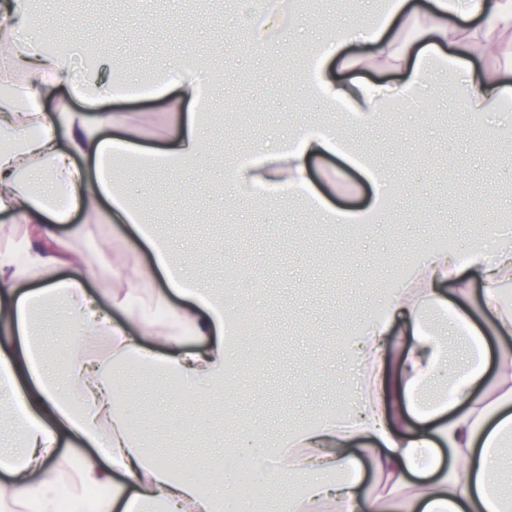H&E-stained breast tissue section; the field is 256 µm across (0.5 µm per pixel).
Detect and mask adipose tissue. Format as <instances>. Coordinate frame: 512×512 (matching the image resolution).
<instances>
[{"label":"adipose tissue","mask_w":512,"mask_h":512,"mask_svg":"<svg viewBox=\"0 0 512 512\" xmlns=\"http://www.w3.org/2000/svg\"><path fill=\"white\" fill-rule=\"evenodd\" d=\"M407 8L408 0H394L373 26L354 18L344 36L316 43L308 88L329 111H340L344 125L320 120L292 126L258 148L270 164L290 168L286 195L350 235L378 223L389 176L387 167L364 165L373 197L358 212L338 209L311 189L313 163L337 151L348 124L373 123L391 97L418 102L437 66L466 70L457 101L472 126H482L484 113L503 92L496 78L466 66L503 34H512V0H429L416 22ZM33 11L31 0H11L0 10V80L10 85L9 97H0V214L32 225L44 244L27 267L0 263V398L13 400L10 419L17 432L15 442L0 450V512L19 503L57 512L63 486L70 512H86L91 489L102 492L95 512H116L121 505L127 512H222L223 500L239 498L238 472L208 470L193 480L192 461L158 459L139 434L118 379L119 369L143 366L167 381H193L204 393L226 384L237 361L231 338L239 298L199 282L176 262L112 173L117 159L148 173L208 165L201 130L209 82L188 53L158 66L150 86L169 96L181 131L161 150H140V130L105 109L123 92L118 79L104 75L96 46L51 51L40 37L18 39L20 22ZM349 40L361 42L364 60H388L399 82L372 84L335 71L333 61ZM78 55L95 60L79 79L72 70ZM114 126L121 138L106 137ZM78 211L103 224L119 217L137 230L154 256L146 277L164 279L155 300L166 310L171 331H159L142 317L113 320L80 278L61 276V267L74 262L72 239L84 233L73 222ZM62 224L70 225L69 235L58 233ZM475 277L484 283L481 304L494 315V333L511 337L512 306L502 303L499 291L512 281V246L501 247L491 260L474 249L465 257L453 249L422 251L414 282L390 296L384 315L360 312L365 331L353 352L364 370L348 421L325 419L286 437L281 459L256 466L258 482L287 469L306 488L291 512H390L402 491L408 512H512L496 482V450L512 437V350H501L494 377L498 395L488 397L480 388L485 336L463 313ZM28 278L39 280V287L22 289ZM174 295L182 305H171ZM452 302L459 312L443 341L428 332L422 311L430 306L443 314ZM44 307L57 308L70 328L59 368L47 365L38 347L32 314ZM102 336L108 351L91 352ZM188 336L203 341L204 349L173 353ZM66 435L99 447V455L83 456L69 470L70 457L62 451ZM358 439L369 442L383 481L366 495L358 491L359 467L350 451ZM443 444L451 454L445 467L435 456ZM121 477L133 488L124 504L112 493Z\"/></svg>","instance_id":"1"}]
</instances>
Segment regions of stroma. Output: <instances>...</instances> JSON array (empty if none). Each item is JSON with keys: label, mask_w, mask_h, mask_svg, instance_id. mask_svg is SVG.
<instances>
[{"label": "stroma", "mask_w": 512, "mask_h": 512, "mask_svg": "<svg viewBox=\"0 0 512 512\" xmlns=\"http://www.w3.org/2000/svg\"><path fill=\"white\" fill-rule=\"evenodd\" d=\"M140 12L138 0H44L41 14L18 35L37 32L56 45L101 42L111 60L135 49L140 67L128 75L133 82L188 49L220 59L222 81L211 93L217 118L206 121L203 136L211 148L234 156L240 140L258 142L288 121L322 116L323 106L302 85L306 52L341 31L351 4L309 0L290 28L260 51L235 21V0H153L150 20H141ZM455 90V78L438 72L417 108H402L367 131L352 130L358 152L385 157L404 188L399 206L354 238L320 223L293 198L236 207L224 198V171L216 164L152 180L132 165H117L173 253L244 301L260 297L265 315L251 342L238 347L234 404H226L220 390L190 403L168 400L141 369L123 377L127 403L151 421L157 455L188 454L208 469L239 422L258 419L266 440L276 443L285 429H303L326 415L339 401L337 377L351 381L360 373L346 311L378 307L382 289L406 276L431 241L467 249L483 225L512 214V168L501 167L496 143L460 117ZM110 108L141 128L143 145L164 146L176 133L162 98L118 100ZM311 179L349 211L364 207L371 193L360 170L336 156L316 163ZM76 220L88 233L73 240V255H100L107 264L87 279L88 290L102 295L112 285L110 268L121 269L140 296L142 314L150 315L156 283L143 274L149 251L135 243L128 225L101 224L84 214Z\"/></svg>", "instance_id": "obj_1"}]
</instances>
